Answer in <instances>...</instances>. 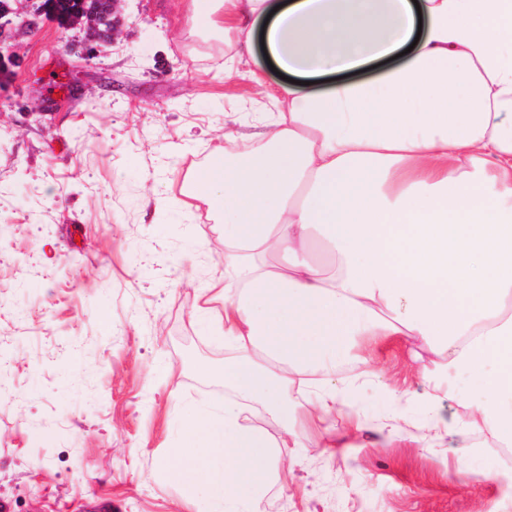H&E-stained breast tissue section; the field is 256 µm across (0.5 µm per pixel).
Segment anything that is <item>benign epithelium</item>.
Wrapping results in <instances>:
<instances>
[{
    "label": "benign epithelium",
    "mask_w": 512,
    "mask_h": 512,
    "mask_svg": "<svg viewBox=\"0 0 512 512\" xmlns=\"http://www.w3.org/2000/svg\"><path fill=\"white\" fill-rule=\"evenodd\" d=\"M25 2L32 8V17H25L19 24L21 30H31L38 24V17L48 15L55 18L65 27L80 26L86 31L87 52H92V42L105 40L115 35L118 27L116 15L117 3L120 0H79L76 10L68 12L58 6V0H0V46L6 36L1 32L5 26L2 19L16 13L14 5Z\"/></svg>",
    "instance_id": "benign-epithelium-1"
}]
</instances>
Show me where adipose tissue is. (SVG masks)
Instances as JSON below:
<instances>
[{"label":"adipose tissue","mask_w":512,"mask_h":512,"mask_svg":"<svg viewBox=\"0 0 512 512\" xmlns=\"http://www.w3.org/2000/svg\"><path fill=\"white\" fill-rule=\"evenodd\" d=\"M195 23L288 80L252 144L224 137L184 195L223 227L196 318L232 351L234 399L185 407L162 477L206 512H262L300 416L331 434L328 383L358 337H419L481 391L463 418L421 402L433 444L512 441V0H189ZM403 53L374 81L311 79ZM324 244L331 263L307 246ZM311 376L307 413L288 404ZM281 422L271 436L244 402Z\"/></svg>","instance_id":"adipose-tissue-1"}]
</instances>
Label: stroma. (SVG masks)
<instances>
[{
  "instance_id": "35a3bbf8",
  "label": "stroma",
  "mask_w": 512,
  "mask_h": 512,
  "mask_svg": "<svg viewBox=\"0 0 512 512\" xmlns=\"http://www.w3.org/2000/svg\"><path fill=\"white\" fill-rule=\"evenodd\" d=\"M121 10V35L90 59L83 31L42 19L0 76V512L204 508L157 473L179 402L229 395L224 348L193 316L224 268L222 233L172 199L222 133L272 110L281 79H225L224 41L194 30L188 0ZM358 343L332 380L356 398L337 431H362L331 448L295 424L264 512H512L496 449L463 464L422 425L421 370L447 418L476 396L470 376L410 336Z\"/></svg>"
}]
</instances>
